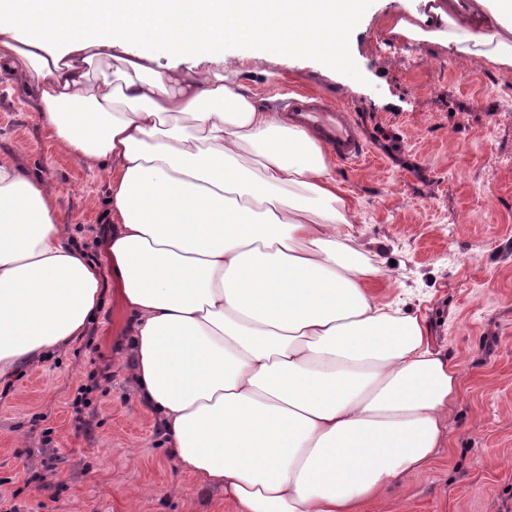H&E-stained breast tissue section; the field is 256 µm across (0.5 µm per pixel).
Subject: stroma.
<instances>
[{
  "instance_id": "obj_1",
  "label": "stroma",
  "mask_w": 512,
  "mask_h": 512,
  "mask_svg": "<svg viewBox=\"0 0 512 512\" xmlns=\"http://www.w3.org/2000/svg\"><path fill=\"white\" fill-rule=\"evenodd\" d=\"M423 0H368L335 69L296 52L252 60L224 50L257 100L324 95L356 115L369 158L333 163L354 198L353 233L426 324L432 347L468 373L449 449L403 480L387 512H512V67L402 36L391 19ZM0 159L59 191L57 220L108 270V195L98 162L60 149L33 110L27 77L0 70ZM113 279L78 341L0 383V497L18 512H227L223 490L181 471L112 333Z\"/></svg>"
}]
</instances>
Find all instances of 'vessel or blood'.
<instances>
[{
    "label": "vessel or blood",
    "mask_w": 512,
    "mask_h": 512,
    "mask_svg": "<svg viewBox=\"0 0 512 512\" xmlns=\"http://www.w3.org/2000/svg\"><path fill=\"white\" fill-rule=\"evenodd\" d=\"M285 110L293 125L312 134L338 161H363L367 147L345 107L314 94L297 92L289 96Z\"/></svg>",
    "instance_id": "vessel-or-blood-1"
}]
</instances>
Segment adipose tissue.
Wrapping results in <instances>:
<instances>
[{
    "mask_svg": "<svg viewBox=\"0 0 512 512\" xmlns=\"http://www.w3.org/2000/svg\"><path fill=\"white\" fill-rule=\"evenodd\" d=\"M366 0H0V66L57 145L103 163L140 398L231 512H365L444 443L466 375L376 293L358 213L306 131L224 65L336 41ZM394 33L512 66V0H424ZM117 47L125 56L114 55ZM185 65L171 75L159 58ZM56 188L0 161V380L76 341L103 275Z\"/></svg>",
    "mask_w": 512,
    "mask_h": 512,
    "instance_id": "1",
    "label": "adipose tissue"
}]
</instances>
